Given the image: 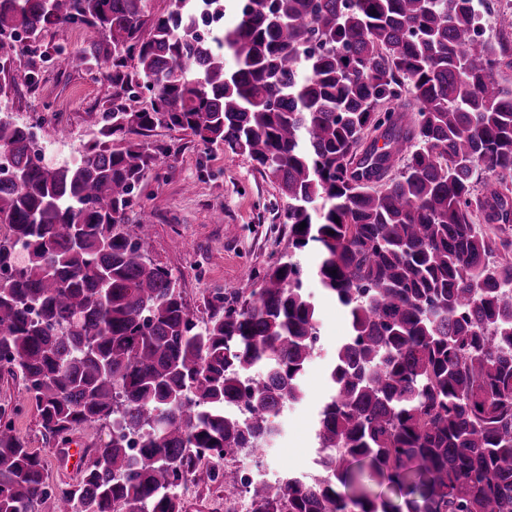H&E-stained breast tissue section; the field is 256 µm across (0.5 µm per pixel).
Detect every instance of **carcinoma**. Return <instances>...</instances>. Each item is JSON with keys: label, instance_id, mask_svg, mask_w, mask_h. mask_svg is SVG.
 Here are the masks:
<instances>
[{"label": "carcinoma", "instance_id": "1", "mask_svg": "<svg viewBox=\"0 0 512 512\" xmlns=\"http://www.w3.org/2000/svg\"><path fill=\"white\" fill-rule=\"evenodd\" d=\"M145 7L0 0V71L19 33L76 24L99 39L57 66L112 70V111L71 164L45 166L0 107V370L46 441L109 430L51 489L0 405V512H184L200 450L261 457L305 399L312 281L350 321L317 413L324 466L243 488L226 465L210 474L224 497L512 512V83L496 78L512 43L477 40L471 0H171L148 28ZM138 89L149 107L128 104ZM158 126L247 156L285 201L291 251L260 287L206 298L200 324L128 214L157 160L138 137Z\"/></svg>", "mask_w": 512, "mask_h": 512}]
</instances>
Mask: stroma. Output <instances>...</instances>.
Listing matches in <instances>:
<instances>
[{"label": "stroma", "mask_w": 512, "mask_h": 512, "mask_svg": "<svg viewBox=\"0 0 512 512\" xmlns=\"http://www.w3.org/2000/svg\"><path fill=\"white\" fill-rule=\"evenodd\" d=\"M96 38L84 26L47 28L0 73L8 111L16 123L37 126L49 166L78 157L94 135L95 113L112 109L108 72L93 80L82 66L60 68L53 62L57 48L76 51ZM145 140L160 154L132 201L131 213L149 216L151 258L172 271L190 311L203 321L209 316L204 301L213 289L229 294L248 282L259 285L269 267L288 253L284 201L247 156L228 155L223 145H204L164 127L149 131ZM313 296L321 326L319 355L303 374L305 400L289 406L280 435L266 451L262 465L271 472L285 462L298 470L309 468L307 451L314 445L316 411L328 388L330 359L349 333L344 311L321 291ZM24 398L18 382L0 377V403L17 407V434L39 451L44 441L38 417ZM98 440L96 432L80 429L63 453H48L47 483L77 482L81 456ZM181 496L186 512H224V491L205 472L192 477Z\"/></svg>", "instance_id": "stroma-1"}]
</instances>
